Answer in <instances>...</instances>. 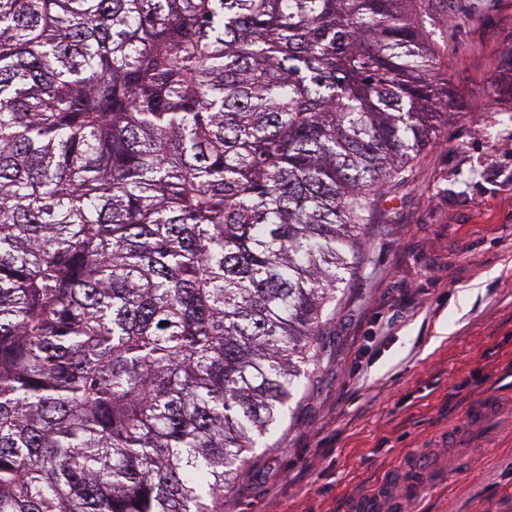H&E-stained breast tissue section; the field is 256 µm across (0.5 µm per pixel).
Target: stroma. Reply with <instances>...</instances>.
Masks as SVG:
<instances>
[{"label": "stroma", "mask_w": 512, "mask_h": 512, "mask_svg": "<svg viewBox=\"0 0 512 512\" xmlns=\"http://www.w3.org/2000/svg\"><path fill=\"white\" fill-rule=\"evenodd\" d=\"M458 107L386 184L292 416L254 449L224 512H348L408 456L446 480L414 512H512V99H491L512 0H429ZM493 413L441 442L475 405Z\"/></svg>", "instance_id": "stroma-1"}]
</instances>
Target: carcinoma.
I'll return each instance as SVG.
<instances>
[{"label":"carcinoma","instance_id":"carcinoma-1","mask_svg":"<svg viewBox=\"0 0 512 512\" xmlns=\"http://www.w3.org/2000/svg\"><path fill=\"white\" fill-rule=\"evenodd\" d=\"M426 0H0V512H224L380 189Z\"/></svg>","mask_w":512,"mask_h":512}]
</instances>
